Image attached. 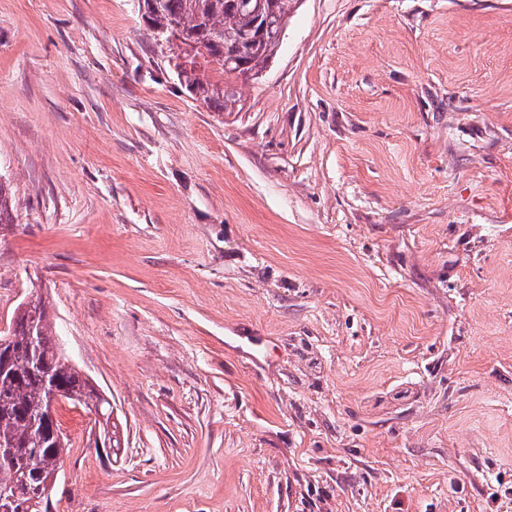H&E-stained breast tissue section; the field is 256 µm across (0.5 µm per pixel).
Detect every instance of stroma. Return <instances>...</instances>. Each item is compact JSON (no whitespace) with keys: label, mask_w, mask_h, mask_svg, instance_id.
<instances>
[{"label":"stroma","mask_w":512,"mask_h":512,"mask_svg":"<svg viewBox=\"0 0 512 512\" xmlns=\"http://www.w3.org/2000/svg\"><path fill=\"white\" fill-rule=\"evenodd\" d=\"M142 0H0V333L49 303V512H512V0H297L193 99Z\"/></svg>","instance_id":"1"}]
</instances>
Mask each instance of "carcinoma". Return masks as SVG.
I'll use <instances>...</instances> for the list:
<instances>
[{
  "label": "carcinoma",
  "instance_id": "carcinoma-1",
  "mask_svg": "<svg viewBox=\"0 0 512 512\" xmlns=\"http://www.w3.org/2000/svg\"><path fill=\"white\" fill-rule=\"evenodd\" d=\"M148 6L146 23L155 38L169 42L178 28L185 48L169 46L184 89L224 112L235 94L224 77L252 72L265 64L280 44L279 26L268 27L252 43L244 35L262 23L235 0H159ZM15 209L8 182L0 180V224H13ZM65 399L99 413V430L116 448L112 406L78 368L69 364L53 340L47 305L23 304L15 314L6 341L0 344V445L8 462L0 464V489L9 490L12 512H45L49 488L56 481L68 439L45 419L52 401Z\"/></svg>",
  "mask_w": 512,
  "mask_h": 512
}]
</instances>
